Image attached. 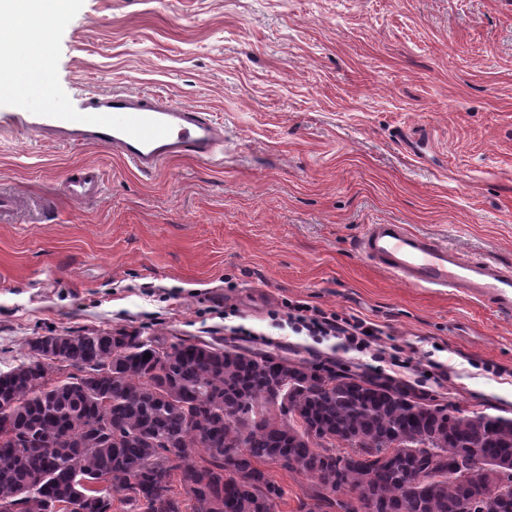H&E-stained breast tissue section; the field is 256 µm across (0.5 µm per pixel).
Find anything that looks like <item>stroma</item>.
<instances>
[{"mask_svg":"<svg viewBox=\"0 0 512 512\" xmlns=\"http://www.w3.org/2000/svg\"><path fill=\"white\" fill-rule=\"evenodd\" d=\"M18 13L54 44L56 96L173 95L223 127L224 158L146 177L99 145L1 131L0 370L34 337L126 328L360 373L361 353L272 327L304 300L383 326L419 370L448 364L432 403L512 417V315L355 248L405 224L512 265V0H0V82L29 56ZM87 165L104 192L72 201L61 185ZM264 470L275 512H299L305 477Z\"/></svg>","mask_w":512,"mask_h":512,"instance_id":"stroma-1","label":"stroma"}]
</instances>
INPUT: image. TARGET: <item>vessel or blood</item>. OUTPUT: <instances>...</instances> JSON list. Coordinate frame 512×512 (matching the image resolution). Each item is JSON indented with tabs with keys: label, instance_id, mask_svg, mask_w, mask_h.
<instances>
[{
	"label": "vessel or blood",
	"instance_id": "vessel-or-blood-1",
	"mask_svg": "<svg viewBox=\"0 0 512 512\" xmlns=\"http://www.w3.org/2000/svg\"><path fill=\"white\" fill-rule=\"evenodd\" d=\"M13 124L69 147H110L144 175L179 156L211 159L224 143L223 128L200 109L170 97L132 92L91 91L78 99L24 101ZM101 190L100 176L92 168L67 177L63 185L64 195L76 201L94 199ZM357 248L405 284L459 292L512 315V268L496 260L470 257L404 224L368 225Z\"/></svg>",
	"mask_w": 512,
	"mask_h": 512
}]
</instances>
